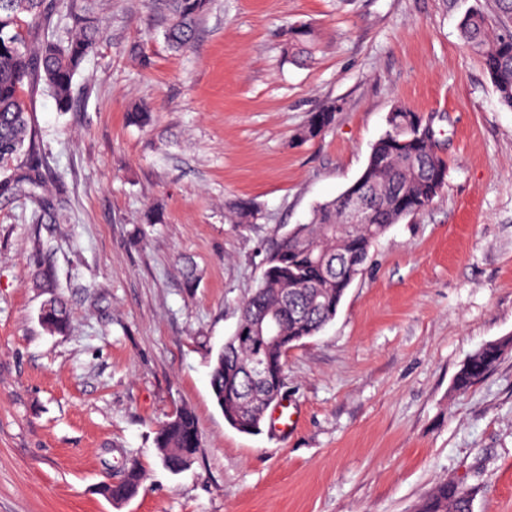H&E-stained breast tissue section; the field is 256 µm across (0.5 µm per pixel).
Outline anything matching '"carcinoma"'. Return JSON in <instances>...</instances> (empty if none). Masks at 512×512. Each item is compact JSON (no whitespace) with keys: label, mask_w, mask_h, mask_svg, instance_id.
<instances>
[{"label":"carcinoma","mask_w":512,"mask_h":512,"mask_svg":"<svg viewBox=\"0 0 512 512\" xmlns=\"http://www.w3.org/2000/svg\"><path fill=\"white\" fill-rule=\"evenodd\" d=\"M495 14L470 8L459 22L460 36L471 52L481 57L498 93L500 103L512 111V0H495ZM209 0H170L164 36L171 47L186 50L194 38V25L205 14ZM65 13L75 23L76 33L66 38L55 34L54 17ZM311 32L296 30L293 57L307 61ZM100 39L97 20L83 0H0V168L20 161V175L0 179V196L16 192L37 205L36 221L51 217L50 204L41 197L42 154L31 121L24 87L43 83L57 109L72 108L73 78L81 63L96 49ZM335 120V109L311 114L300 130V141L316 137ZM428 120L404 107L392 111L387 129L373 145L360 176L338 197L320 203L310 221L291 228L270 250L261 281L240 305L234 333L210 357L209 381L216 405L235 430L253 434L260 431L263 418L260 396L252 395L250 379L241 368L255 360L265 366L268 391H280L285 381L288 351L303 340L318 335L336 313L357 272L366 267L370 251L391 225L413 216L433 204L445 186L448 164L435 151V144L422 136ZM351 194L363 198L367 223L355 230L336 231L343 223ZM407 194L417 200L414 209L401 212L397 197ZM258 211L239 201L229 208L236 224H251ZM33 286L47 295L40 309V322L50 334L64 335L70 329V310L57 291L49 265L38 268ZM277 321L279 340L263 343L257 339L238 340L239 332L261 319ZM477 351L456 375L454 388L466 392L482 377L471 371L481 359ZM155 446L163 467L173 474L187 469L201 447L194 413L181 407L159 427ZM145 479L142 465L127 459L121 480L101 491L114 505L123 504L139 493ZM472 493L445 481L417 506V512H472Z\"/></svg>","instance_id":"obj_1"}]
</instances>
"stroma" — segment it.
<instances>
[{
    "mask_svg": "<svg viewBox=\"0 0 512 512\" xmlns=\"http://www.w3.org/2000/svg\"><path fill=\"white\" fill-rule=\"evenodd\" d=\"M87 5L102 37L71 110L25 90L56 221L0 197V512H413L446 480L472 489L473 512H512V346L454 389L470 355L512 342V111L458 30L494 0H210L179 53L166 0ZM303 24L306 65L288 53ZM138 101L153 109L144 128L127 118ZM331 105L333 126L298 142ZM400 105L433 118L446 185L289 351L293 428L240 433L213 400L209 354L273 243L356 180ZM236 200L259 220L226 222ZM40 260L67 335L39 321ZM182 406L202 446L173 474L154 437ZM129 454L146 479L115 506L98 489ZM484 352L481 351V348L473 355L472 359L468 362L464 363L462 368L456 375L454 381V388L458 392H466L471 387H473L486 373H488L493 367H495L498 362V356L487 366L484 372L482 373H473L470 369L471 365L475 362H478Z\"/></svg>",
    "mask_w": 512,
    "mask_h": 512,
    "instance_id": "1",
    "label": "stroma"
}]
</instances>
